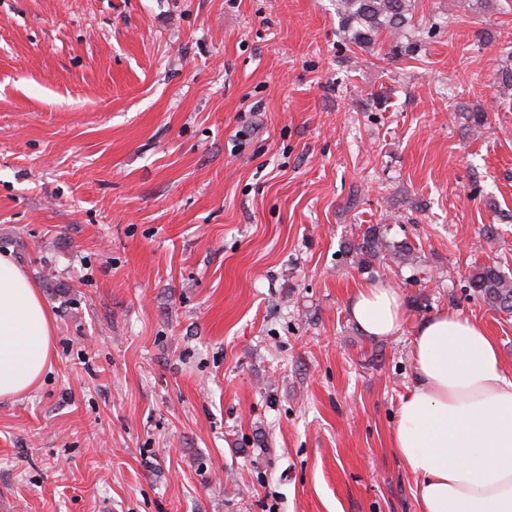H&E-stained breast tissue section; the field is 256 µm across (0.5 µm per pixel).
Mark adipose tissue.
<instances>
[{
	"label": "adipose tissue",
	"mask_w": 512,
	"mask_h": 512,
	"mask_svg": "<svg viewBox=\"0 0 512 512\" xmlns=\"http://www.w3.org/2000/svg\"><path fill=\"white\" fill-rule=\"evenodd\" d=\"M351 320L374 340L395 336L403 298L384 279L352 295ZM54 318L35 281L0 253V401L32 390L53 357ZM413 382L391 446L415 478L418 512H512V374L494 336L443 310L414 332Z\"/></svg>",
	"instance_id": "ef3b65f1"
}]
</instances>
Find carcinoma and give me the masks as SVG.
<instances>
[{"instance_id":"1","label":"carcinoma","mask_w":512,"mask_h":512,"mask_svg":"<svg viewBox=\"0 0 512 512\" xmlns=\"http://www.w3.org/2000/svg\"><path fill=\"white\" fill-rule=\"evenodd\" d=\"M414 0H336L341 28L357 45L368 44L384 32L398 44L411 23ZM352 263L367 270L378 261L388 268L413 267L418 261L415 246L407 240L393 242L381 224L368 227L362 239L347 248ZM469 288L491 308L512 314V276L498 265H482L470 274Z\"/></svg>"}]
</instances>
